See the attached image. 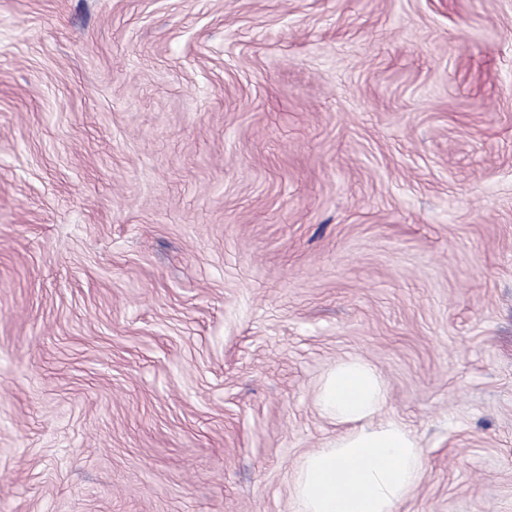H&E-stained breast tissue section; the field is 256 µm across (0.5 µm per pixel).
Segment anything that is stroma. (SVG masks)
I'll use <instances>...</instances> for the list:
<instances>
[{"mask_svg": "<svg viewBox=\"0 0 512 512\" xmlns=\"http://www.w3.org/2000/svg\"><path fill=\"white\" fill-rule=\"evenodd\" d=\"M347 356L512 512V0H0V512H292Z\"/></svg>", "mask_w": 512, "mask_h": 512, "instance_id": "35a3bbf8", "label": "stroma"}]
</instances>
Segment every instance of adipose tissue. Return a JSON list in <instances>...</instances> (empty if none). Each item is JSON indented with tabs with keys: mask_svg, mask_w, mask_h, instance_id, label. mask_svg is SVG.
<instances>
[{
	"mask_svg": "<svg viewBox=\"0 0 512 512\" xmlns=\"http://www.w3.org/2000/svg\"><path fill=\"white\" fill-rule=\"evenodd\" d=\"M387 390L365 359L336 361L316 394L321 414L343 428L296 466L293 512H398L421 482L423 450L402 423L382 418Z\"/></svg>",
	"mask_w": 512,
	"mask_h": 512,
	"instance_id": "obj_1",
	"label": "adipose tissue"
}]
</instances>
